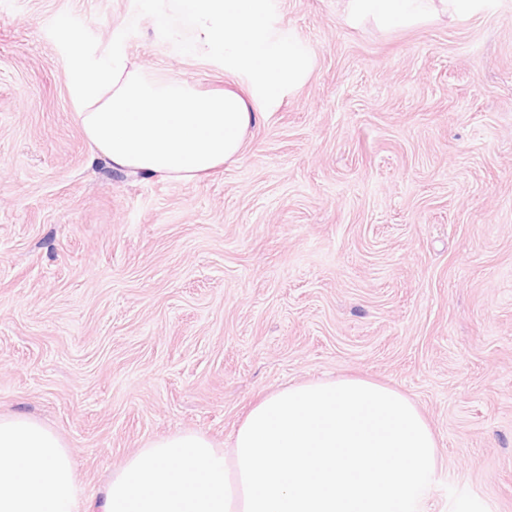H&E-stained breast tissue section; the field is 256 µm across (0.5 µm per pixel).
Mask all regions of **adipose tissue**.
Returning a JSON list of instances; mask_svg holds the SVG:
<instances>
[{"mask_svg": "<svg viewBox=\"0 0 512 512\" xmlns=\"http://www.w3.org/2000/svg\"><path fill=\"white\" fill-rule=\"evenodd\" d=\"M356 26L411 27L461 19L487 0H341ZM157 40L201 55L248 90L202 92L145 75L120 40L93 62L77 61L73 101L84 133L113 169L192 182L236 162L276 93L295 88L308 52L271 23L268 0H148ZM82 488L67 445L45 423L0 415V512H78Z\"/></svg>", "mask_w": 512, "mask_h": 512, "instance_id": "adipose-tissue-1", "label": "adipose tissue"}]
</instances>
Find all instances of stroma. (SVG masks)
I'll return each instance as SVG.
<instances>
[{
    "label": "stroma",
    "mask_w": 512,
    "mask_h": 512,
    "mask_svg": "<svg viewBox=\"0 0 512 512\" xmlns=\"http://www.w3.org/2000/svg\"><path fill=\"white\" fill-rule=\"evenodd\" d=\"M270 10L308 74L182 182L94 156L72 52L117 36L203 91L223 68L155 42L144 0H0V414L52 427L100 512L147 440L362 376L438 436L429 512H512V0L387 31L340 0Z\"/></svg>",
    "instance_id": "1"
}]
</instances>
